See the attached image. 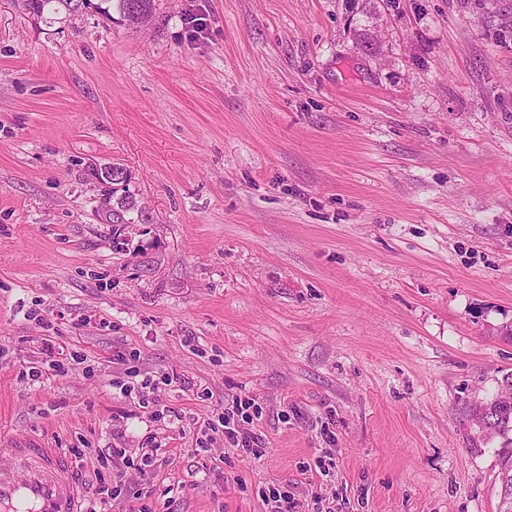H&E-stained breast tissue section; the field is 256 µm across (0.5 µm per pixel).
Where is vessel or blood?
<instances>
[{
    "label": "vessel or blood",
    "instance_id": "1",
    "mask_svg": "<svg viewBox=\"0 0 512 512\" xmlns=\"http://www.w3.org/2000/svg\"><path fill=\"white\" fill-rule=\"evenodd\" d=\"M0 512H80L73 461L35 438L0 444Z\"/></svg>",
    "mask_w": 512,
    "mask_h": 512
}]
</instances>
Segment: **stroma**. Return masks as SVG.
Wrapping results in <instances>:
<instances>
[{
    "mask_svg": "<svg viewBox=\"0 0 512 512\" xmlns=\"http://www.w3.org/2000/svg\"><path fill=\"white\" fill-rule=\"evenodd\" d=\"M156 3L0 0V433L156 439L128 478L176 512H497L472 409L512 372V0ZM49 334L86 362L48 375ZM246 398L261 455L195 452ZM110 3L118 11L123 21L132 26H139L151 17L154 0H102ZM112 169V180L108 177L110 170ZM95 178L101 184H112V196L117 193L119 189L122 190L123 194L120 198H118V208H112V222L113 224H133L135 220L130 217L126 218L125 214L134 212L136 208V201L134 197L129 194V189L127 188V175L125 169L121 167L119 164H112V166L92 169ZM121 186V188H118ZM132 220V221H130Z\"/></svg>",
    "mask_w": 512,
    "mask_h": 512,
    "instance_id": "obj_1",
    "label": "stroma"
}]
</instances>
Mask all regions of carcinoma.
<instances>
[{
	"label": "carcinoma",
	"instance_id": "obj_1",
	"mask_svg": "<svg viewBox=\"0 0 512 512\" xmlns=\"http://www.w3.org/2000/svg\"><path fill=\"white\" fill-rule=\"evenodd\" d=\"M89 2L90 0H27L26 6L32 12L40 14L45 7L57 4L73 13L79 11ZM102 2L115 7L122 20L132 26L145 23L151 17L154 9V0H102ZM93 173L99 183L112 185V193L122 191L117 206L112 208V223L116 225L130 223L126 214L135 211L136 201L129 194L125 169L119 164H114L102 169L95 167ZM508 394L512 395V373L503 377L501 391L496 396L474 407L473 417L487 433L505 438V444L500 454L499 498L509 505V512H512V438L508 437V434L512 432V404L506 405L501 401V398Z\"/></svg>",
	"mask_w": 512,
	"mask_h": 512
}]
</instances>
